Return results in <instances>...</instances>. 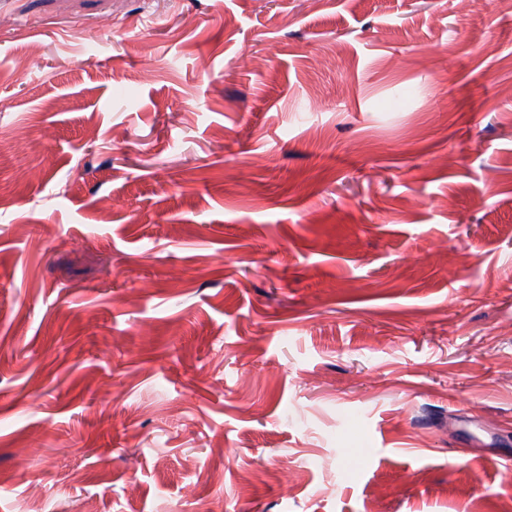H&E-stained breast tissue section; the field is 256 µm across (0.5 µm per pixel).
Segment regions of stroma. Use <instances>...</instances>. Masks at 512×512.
<instances>
[{
    "mask_svg": "<svg viewBox=\"0 0 512 512\" xmlns=\"http://www.w3.org/2000/svg\"><path fill=\"white\" fill-rule=\"evenodd\" d=\"M87 501L512 512L511 5L0 0V512Z\"/></svg>",
    "mask_w": 512,
    "mask_h": 512,
    "instance_id": "obj_1",
    "label": "stroma"
}]
</instances>
